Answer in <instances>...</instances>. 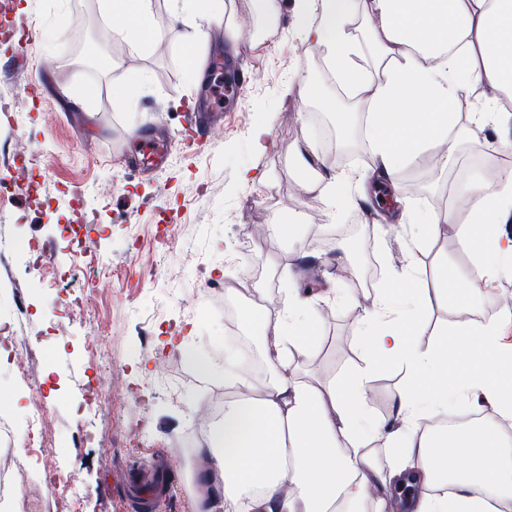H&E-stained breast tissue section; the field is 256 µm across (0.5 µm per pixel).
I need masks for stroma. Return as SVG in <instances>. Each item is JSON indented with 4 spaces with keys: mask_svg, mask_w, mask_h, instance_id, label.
Listing matches in <instances>:
<instances>
[{
    "mask_svg": "<svg viewBox=\"0 0 512 512\" xmlns=\"http://www.w3.org/2000/svg\"><path fill=\"white\" fill-rule=\"evenodd\" d=\"M156 35L147 44L129 40L107 23L98 0H7L0 29L21 30L28 20L37 29L26 54L32 62L49 60L42 75L41 98L24 105V76L0 79V152L26 141L34 152L32 170L41 192L13 185L8 164L0 162V228L45 250L40 271L25 269L0 252V322L22 321L27 336L51 348L41 367L52 434L43 452L45 464L77 476L80 512H140L125 478L136 464L162 466L169 496L153 512H196L193 473L210 467L197 455L200 435L192 410L223 387L224 298L198 287L197 264L214 282L244 276L253 287L278 294L288 285L311 288L303 257H323L329 272L325 288H335V304L319 310L320 333L304 365L317 375L342 381L360 365L359 331L365 303L376 290L391 287L395 268L385 264L391 249L416 253L419 294H426L440 258L449 265L466 263L458 227L470 205L454 185L463 171L480 175L512 167V126L494 130L470 125L456 152V162L442 172L433 163L402 167L399 184L418 209L453 207L456 222L412 249L401 229L368 228L364 207L373 189L355 194L343 219L320 190L302 198L295 191L303 174L295 164L297 150H309L322 173L339 166L327 159L320 139L337 140L334 114L326 97H340L333 79H322L321 96L301 87L298 74L313 71L317 60L308 51L297 17L298 0H281L275 28L260 30L247 41L236 61L254 73L243 100L227 109L224 136L195 148L172 149L167 167L152 176L128 170L122 163L130 148V124L166 122L181 127V114L202 93L194 78L193 59L219 55L224 34L210 28L206 13L188 20L171 18L166 0H154ZM58 112L53 125L43 114ZM262 140H255L256 129ZM296 225L304 246L274 239V253H258L239 265L225 261L246 225L273 219ZM70 224L88 227V241L98 262H113L109 285L89 289L86 304L105 331L106 350L120 369L105 404L83 406L93 371L84 355L89 329L70 308L69 288L53 283L56 266L87 263L68 234ZM187 241L192 251H164L161 233ZM358 237L360 250L352 265L372 269L371 287L359 290L336 261V243ZM190 344L216 366L203 377L190 367L179 373L177 394L159 383L157 364ZM403 371H376L366 384V401L380 418L389 413L393 396L406 383ZM29 389L0 357V412L23 421ZM98 441L88 442L84 433Z\"/></svg>",
    "mask_w": 512,
    "mask_h": 512,
    "instance_id": "1",
    "label": "stroma"
}]
</instances>
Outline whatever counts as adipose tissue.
Here are the masks:
<instances>
[{
  "mask_svg": "<svg viewBox=\"0 0 512 512\" xmlns=\"http://www.w3.org/2000/svg\"><path fill=\"white\" fill-rule=\"evenodd\" d=\"M170 2L174 16L204 10L223 21L226 42L244 36L234 0ZM100 8L131 19L135 35L155 32L151 0H102ZM358 22L369 37V71L351 64ZM301 31L336 82L365 100L364 133L383 163L378 180L395 182L399 166L417 162L433 144L448 167L469 123L499 125L512 116V0H318L317 16L303 14ZM479 86L490 96L459 121L455 103ZM469 197L471 220L460 244L471 267L452 272L442 261L433 270L436 302L467 314L481 282L512 266V238L493 230L512 222V170L492 188L472 181ZM391 213L393 223L414 226L420 241L454 221L452 210L416 211L405 198ZM418 275L410 265L393 289L372 297L360 330L364 365L339 383L289 371L286 363L287 355H308L320 332L313 302L292 290L274 299L261 294L273 310L261 319L269 379L255 385L236 354H225L224 384L233 394L199 448L214 465L198 476L197 512H207L218 492L227 512H338L342 505L349 512H498L497 502L512 499V444L497 428L425 427L474 392L511 420L512 347L501 344L490 320L439 330L433 345L419 347L428 302L413 291ZM385 365L409 377L388 420L373 418L364 402L368 378ZM369 435L400 449L388 468L361 449ZM433 487L441 495H430Z\"/></svg>",
  "mask_w": 512,
  "mask_h": 512,
  "instance_id": "obj_1",
  "label": "adipose tissue"
}]
</instances>
